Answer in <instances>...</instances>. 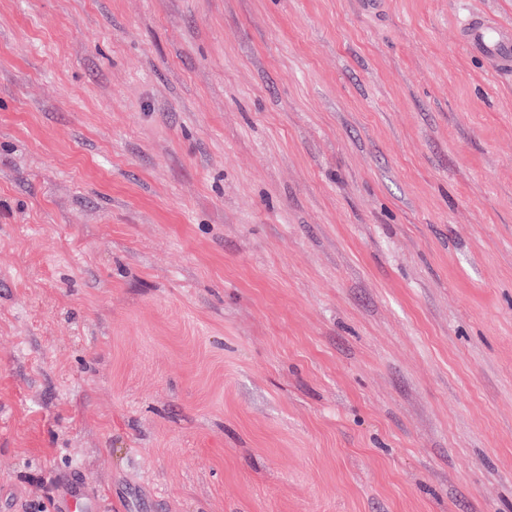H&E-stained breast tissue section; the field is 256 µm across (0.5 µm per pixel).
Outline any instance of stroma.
Returning a JSON list of instances; mask_svg holds the SVG:
<instances>
[{"label": "stroma", "mask_w": 512, "mask_h": 512, "mask_svg": "<svg viewBox=\"0 0 512 512\" xmlns=\"http://www.w3.org/2000/svg\"><path fill=\"white\" fill-rule=\"evenodd\" d=\"M512 0H0V512H512ZM468 49L482 56L494 69L512 73V26L483 14H471L460 30Z\"/></svg>", "instance_id": "35a3bbf8"}]
</instances>
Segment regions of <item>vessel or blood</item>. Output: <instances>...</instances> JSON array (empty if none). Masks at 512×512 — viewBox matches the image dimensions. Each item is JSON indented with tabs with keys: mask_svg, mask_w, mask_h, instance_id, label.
Here are the masks:
<instances>
[{
	"mask_svg": "<svg viewBox=\"0 0 512 512\" xmlns=\"http://www.w3.org/2000/svg\"><path fill=\"white\" fill-rule=\"evenodd\" d=\"M460 38L494 69L512 73V26L483 14H472L462 25Z\"/></svg>",
	"mask_w": 512,
	"mask_h": 512,
	"instance_id": "vessel-or-blood-1",
	"label": "vessel or blood"
}]
</instances>
